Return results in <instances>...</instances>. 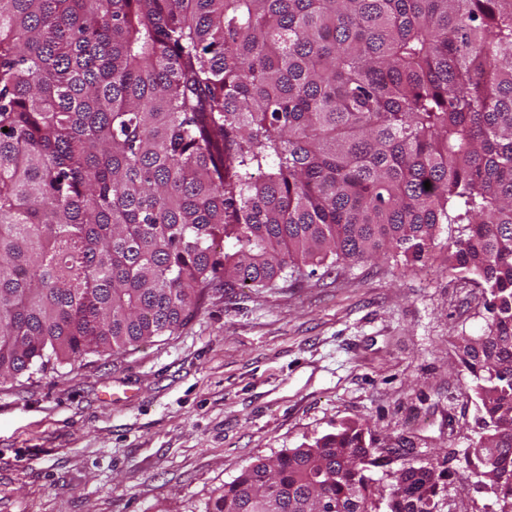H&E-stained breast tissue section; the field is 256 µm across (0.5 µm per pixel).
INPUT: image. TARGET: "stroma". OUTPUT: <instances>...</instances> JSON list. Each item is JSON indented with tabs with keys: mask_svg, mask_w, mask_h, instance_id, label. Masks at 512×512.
Masks as SVG:
<instances>
[{
	"mask_svg": "<svg viewBox=\"0 0 512 512\" xmlns=\"http://www.w3.org/2000/svg\"><path fill=\"white\" fill-rule=\"evenodd\" d=\"M447 255L215 281L174 332L0 380V512H207L258 459L344 421L368 425L374 479L433 463L441 512H495L460 478L479 411L456 355L489 296Z\"/></svg>",
	"mask_w": 512,
	"mask_h": 512,
	"instance_id": "35a3bbf8",
	"label": "stroma"
}]
</instances>
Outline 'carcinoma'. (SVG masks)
Listing matches in <instances>:
<instances>
[{
	"mask_svg": "<svg viewBox=\"0 0 512 512\" xmlns=\"http://www.w3.org/2000/svg\"><path fill=\"white\" fill-rule=\"evenodd\" d=\"M6 131H1V128ZM430 182V189L424 183ZM497 303L457 356L512 512V0H0V379L173 331L197 288L429 259ZM353 422L210 512H438Z\"/></svg>",
	"mask_w": 512,
	"mask_h": 512,
	"instance_id": "obj_1",
	"label": "carcinoma"
}]
</instances>
